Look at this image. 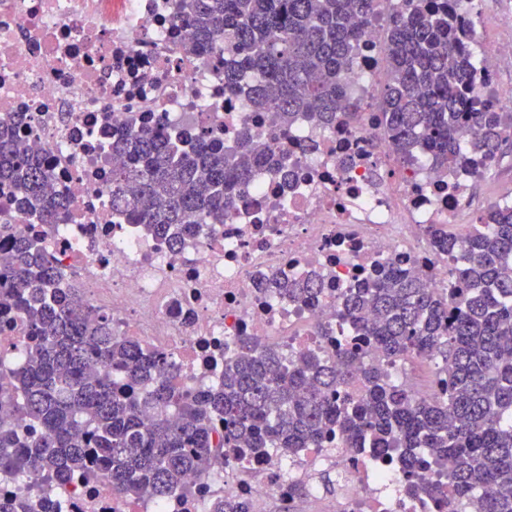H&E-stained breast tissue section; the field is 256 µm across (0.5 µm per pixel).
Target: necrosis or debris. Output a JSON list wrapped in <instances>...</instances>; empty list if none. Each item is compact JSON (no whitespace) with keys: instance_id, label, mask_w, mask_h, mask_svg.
Listing matches in <instances>:
<instances>
[{"instance_id":"necrosis-or-debris-1","label":"necrosis or debris","mask_w":512,"mask_h":512,"mask_svg":"<svg viewBox=\"0 0 512 512\" xmlns=\"http://www.w3.org/2000/svg\"><path fill=\"white\" fill-rule=\"evenodd\" d=\"M176 2L0 0V119L22 115L17 135L55 172L49 200L66 203L64 222L51 229L14 213L12 235L41 239L63 284L79 283L115 335L167 356L190 394L217 387L225 357L245 337L288 360L303 351L335 357L344 338L377 359L338 317L345 292L372 268L394 266L447 293L448 257L428 230L461 231L457 217L473 179L426 159L407 166L385 129L383 45L399 0H379L357 44L346 77L356 123L330 129L305 122L279 128L272 113L225 92L221 46L205 56L185 51L189 34ZM452 5L467 47L480 52L472 95L493 111L512 112V87L500 77L506 56L484 35L479 0ZM160 114L229 145L250 129L270 154L287 156L290 176L260 170L223 223L202 225L172 247L129 223L111 201L112 171L123 163L110 148L113 137ZM279 275L315 279L321 290L308 301L266 294L264 282ZM28 338L21 311L0 298V359H19ZM386 369L417 398L448 391L447 374L425 363L398 359ZM294 484L321 512H434L422 495L406 492L400 472L336 443L259 456L224 451L212 469L188 476L185 492L163 500L117 495L105 479L23 482L0 468V501L14 512H206L212 500L233 497L251 512L271 504L296 512Z\"/></svg>"}]
</instances>
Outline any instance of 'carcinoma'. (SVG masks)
Listing matches in <instances>:
<instances>
[{
    "label": "carcinoma",
    "mask_w": 512,
    "mask_h": 512,
    "mask_svg": "<svg viewBox=\"0 0 512 512\" xmlns=\"http://www.w3.org/2000/svg\"><path fill=\"white\" fill-rule=\"evenodd\" d=\"M378 0H180L189 47L206 53L224 40V90L269 110L283 128L306 119L324 128L357 113L344 71ZM459 16L437 0H403L386 29V81L380 110L401 158L427 151L441 169L468 156H499L512 140V115L466 94L479 60L463 49ZM471 130L466 142L457 129ZM128 157L112 171V207L131 223L173 242L200 224H222L236 192L267 164L245 132L235 146L200 133L185 136L164 121L112 141ZM53 169L32 156L0 121V178L18 191L0 213L21 210L42 224H61L65 205L45 188ZM0 280L33 342L0 370V411L35 434L0 424V467L33 476H100L119 495L164 498L182 492L191 472L210 470L219 449L243 441L269 448H322L334 435L349 448L403 473L409 491L446 500L461 512L478 496L481 512H512V205L493 203L468 233L448 236V295L419 277L384 269L344 296L341 318L385 360L437 359L448 394L419 400L389 379L382 363L362 372L363 395L345 393L349 351L338 363L303 353L289 362L250 338L224 361L221 386L193 396L163 377L164 358L112 333L78 287H60V272L34 239H15ZM292 296L312 298V281L270 280ZM178 411L177 419L168 410ZM224 420V433L213 425ZM449 461L447 488L423 487L418 475ZM210 512H251L230 498Z\"/></svg>",
    "instance_id": "cac0c4a2"
}]
</instances>
